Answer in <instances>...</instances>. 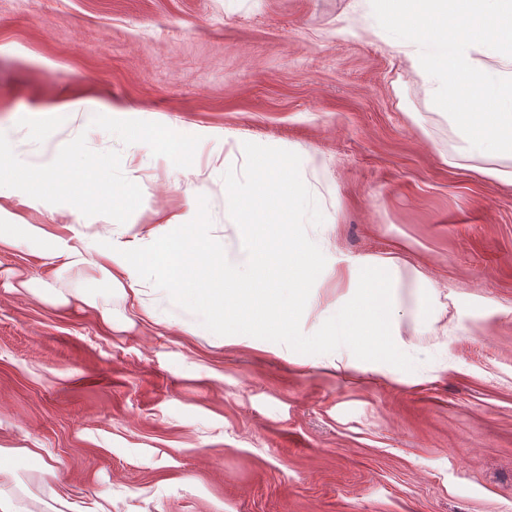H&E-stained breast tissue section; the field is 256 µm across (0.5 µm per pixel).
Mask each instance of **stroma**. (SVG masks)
<instances>
[{"label": "stroma", "mask_w": 512, "mask_h": 512, "mask_svg": "<svg viewBox=\"0 0 512 512\" xmlns=\"http://www.w3.org/2000/svg\"><path fill=\"white\" fill-rule=\"evenodd\" d=\"M416 52L371 0H0V152H80L137 200L76 217L14 184L0 207L100 240L198 205L208 248L236 246L255 219L319 261L286 361L205 325L185 335L186 311L147 282L157 322L127 325L116 298L105 328L73 280L0 248L1 274L61 297L0 286V446L20 451L18 512H56L59 489L79 505L110 493L112 512H512V184L478 173L512 156L466 157ZM75 100L90 110L60 112ZM161 132L191 160L156 153ZM261 153L303 190L290 214L227 201L233 184L271 193ZM387 259L408 350L387 377L315 367L311 340L351 298L337 269ZM420 293L438 321H415Z\"/></svg>", "instance_id": "1"}]
</instances>
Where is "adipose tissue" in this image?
Listing matches in <instances>:
<instances>
[{
    "mask_svg": "<svg viewBox=\"0 0 512 512\" xmlns=\"http://www.w3.org/2000/svg\"><path fill=\"white\" fill-rule=\"evenodd\" d=\"M0 181L23 184L26 201L33 206L49 204L58 196L67 197L79 209L89 201L86 185L59 181L50 168L18 162L0 165ZM201 221L202 214L194 207L178 225L153 226L148 247H141L138 234L126 230L121 236H108L106 247L101 248L72 244L70 235L76 232V225L61 230L54 224H21L14 214L0 208V247H25L55 274H70L83 281L76 297L103 326L112 324V293L116 290L138 315L154 318V309L144 304L136 287L138 277L143 276L186 309L204 314L216 328L221 345L288 358L285 340L295 335L300 315L314 304L308 288L316 276V262L304 256L302 244L288 246L277 269L267 273L256 288L242 292L238 284L221 279L220 274L261 265L264 247L258 225H243L237 251L204 252L192 236ZM336 277L342 284L357 278L364 284L327 322V339L348 348L351 355L344 361L324 362L323 370L357 369L371 376H387L384 365L365 363L364 358L370 344L380 338L386 340L392 354H401L405 348L394 328L397 296L392 265L383 262L362 272L347 265L337 269Z\"/></svg>",
    "mask_w": 512,
    "mask_h": 512,
    "instance_id": "obj_1",
    "label": "adipose tissue"
}]
</instances>
